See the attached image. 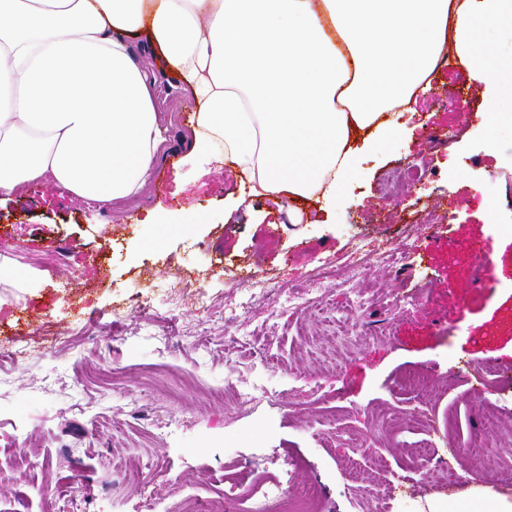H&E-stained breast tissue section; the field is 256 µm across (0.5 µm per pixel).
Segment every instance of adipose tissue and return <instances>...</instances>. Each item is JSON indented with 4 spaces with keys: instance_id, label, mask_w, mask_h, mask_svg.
<instances>
[{
    "instance_id": "ef3b65f1",
    "label": "adipose tissue",
    "mask_w": 512,
    "mask_h": 512,
    "mask_svg": "<svg viewBox=\"0 0 512 512\" xmlns=\"http://www.w3.org/2000/svg\"><path fill=\"white\" fill-rule=\"evenodd\" d=\"M140 47L192 97L194 151L221 144L256 193L332 199L445 50L512 76V0H0V198L141 191L163 138ZM466 503L512 512L482 484L427 507Z\"/></svg>"
}]
</instances>
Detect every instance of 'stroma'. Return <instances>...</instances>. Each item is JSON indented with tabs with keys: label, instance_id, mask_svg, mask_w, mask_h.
<instances>
[{
	"label": "stroma",
	"instance_id": "35a3bbf8",
	"mask_svg": "<svg viewBox=\"0 0 512 512\" xmlns=\"http://www.w3.org/2000/svg\"><path fill=\"white\" fill-rule=\"evenodd\" d=\"M138 55L157 78L173 155L165 187L102 209L38 183L0 201V264L15 272L0 280V512H71L82 495L88 512H136L146 497L156 512H192L238 480L317 485L324 512H417L477 483L512 494L501 479L512 454L477 470L470 448L512 439V131L487 144L481 119L488 93L512 87H485L447 57L429 80L460 93L461 108L418 91L399 136L362 153L328 207L298 203L294 224L231 164L188 155L192 100L149 51ZM432 127L448 144L429 139ZM420 160L431 168L422 184L380 201L382 174ZM199 201L205 218L193 224ZM357 236L367 276L315 291L313 274L344 265ZM478 240L493 265L479 267ZM387 246L400 261L380 256ZM292 292L348 319L351 344L329 342ZM396 295L420 301L395 308ZM18 346L28 353L16 360ZM406 372L439 384L406 389ZM478 384L499 434L483 433ZM245 386L268 395L239 405L230 391ZM422 445L434 466L467 467L466 480L418 470L405 451ZM372 455L390 485L377 498L351 466ZM116 457L142 469L140 484L119 482Z\"/></svg>",
	"mask_w": 512,
	"mask_h": 512
}]
</instances>
